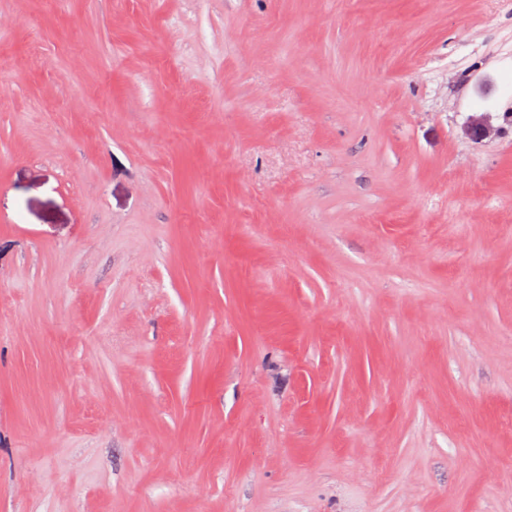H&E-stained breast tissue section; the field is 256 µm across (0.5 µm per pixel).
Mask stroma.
<instances>
[{
	"mask_svg": "<svg viewBox=\"0 0 512 512\" xmlns=\"http://www.w3.org/2000/svg\"><path fill=\"white\" fill-rule=\"evenodd\" d=\"M0 512H512V0H0Z\"/></svg>",
	"mask_w": 512,
	"mask_h": 512,
	"instance_id": "1",
	"label": "stroma"
}]
</instances>
